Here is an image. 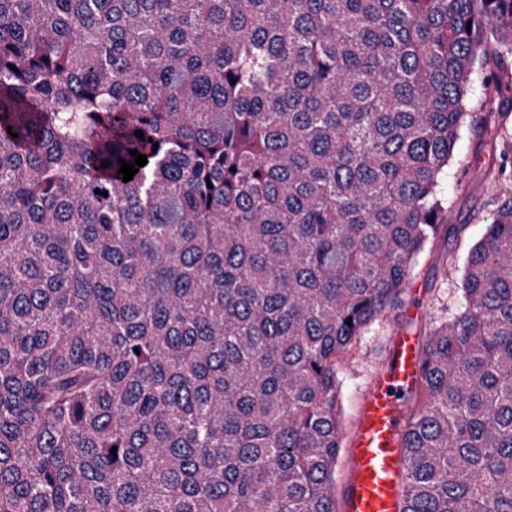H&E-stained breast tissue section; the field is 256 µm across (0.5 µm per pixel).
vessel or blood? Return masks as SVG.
<instances>
[{"label": "vessel or blood", "instance_id": "vessel-or-blood-1", "mask_svg": "<svg viewBox=\"0 0 512 512\" xmlns=\"http://www.w3.org/2000/svg\"><path fill=\"white\" fill-rule=\"evenodd\" d=\"M424 345L422 337L396 333L385 370L362 397L358 426L349 442L341 512H401L405 414L400 395L418 383Z\"/></svg>", "mask_w": 512, "mask_h": 512}]
</instances>
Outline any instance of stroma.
Returning <instances> with one entry per match:
<instances>
[{"label":"stroma","instance_id":"35a3bbf8","mask_svg":"<svg viewBox=\"0 0 512 512\" xmlns=\"http://www.w3.org/2000/svg\"><path fill=\"white\" fill-rule=\"evenodd\" d=\"M500 138L473 141L462 132L454 157L441 176L448 198V223L418 256L408 288L398 303L371 323L353 352L338 366L346 434H353L361 398L388 361L390 338L399 330L427 335L432 322L452 318L465 304L462 279L468 253L486 232L494 205L483 171L502 160Z\"/></svg>","mask_w":512,"mask_h":512}]
</instances>
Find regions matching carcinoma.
I'll use <instances>...</instances> for the list:
<instances>
[{
	"instance_id": "carcinoma-1",
	"label": "carcinoma",
	"mask_w": 512,
	"mask_h": 512,
	"mask_svg": "<svg viewBox=\"0 0 512 512\" xmlns=\"http://www.w3.org/2000/svg\"><path fill=\"white\" fill-rule=\"evenodd\" d=\"M511 119L512 0H0V512H336L337 365L462 128ZM483 179L403 512H512V165ZM465 102L467 110H472L474 107L479 108L482 105L483 112H495L499 107V100L493 88L483 87L480 79L475 80L471 94Z\"/></svg>"
}]
</instances>
